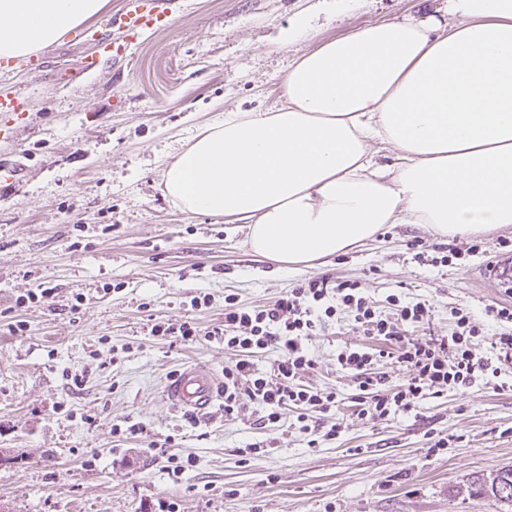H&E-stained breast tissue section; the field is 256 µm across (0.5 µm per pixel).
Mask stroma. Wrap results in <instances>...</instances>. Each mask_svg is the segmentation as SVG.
Returning a JSON list of instances; mask_svg holds the SVG:
<instances>
[{
	"label": "stroma",
	"instance_id": "obj_1",
	"mask_svg": "<svg viewBox=\"0 0 512 512\" xmlns=\"http://www.w3.org/2000/svg\"><path fill=\"white\" fill-rule=\"evenodd\" d=\"M169 28L142 35L123 60L94 74L81 62L100 51L67 33L42 52L43 71H0V90L22 89L27 126L0 136V162L19 159L16 180L0 172V512H512L469 495L471 482L512 467V386L475 385L425 400L417 415L374 424L356 418L339 347L364 340L326 325L309 347V383L335 389L328 423L337 439L312 448L289 429L279 448L241 460L247 444L277 437L222 410L189 419L165 400L168 379L193 362L223 375L230 355L218 340L185 346L151 333L153 321L221 324L224 296L272 302L321 275L357 280L377 304L397 293L428 300L434 328L467 305L485 335V314L512 296L484 276L512 224L483 235L484 252L435 268L414 257L460 245L426 224H388L373 240L298 271L278 268L245 245L246 227L180 211L164 193L171 156L220 115L270 111L290 53L353 29L410 13H445L446 0H171ZM311 26L291 52L279 36L299 16ZM46 287L44 302L18 296ZM211 297L195 310L190 300ZM26 329L14 331L15 321ZM83 380L73 387L71 376ZM140 423L138 437L113 431ZM447 437L430 451L428 431ZM195 460L168 474L169 454Z\"/></svg>",
	"mask_w": 512,
	"mask_h": 512
}]
</instances>
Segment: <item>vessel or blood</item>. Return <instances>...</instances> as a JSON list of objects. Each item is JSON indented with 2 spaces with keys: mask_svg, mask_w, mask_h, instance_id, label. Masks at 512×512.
I'll use <instances>...</instances> for the list:
<instances>
[{
  "mask_svg": "<svg viewBox=\"0 0 512 512\" xmlns=\"http://www.w3.org/2000/svg\"><path fill=\"white\" fill-rule=\"evenodd\" d=\"M169 15L163 0H141L135 9L118 13L108 19L97 37L104 51L113 59H121L127 48L144 33L168 27ZM30 117L29 102L19 90L0 93V120L25 123ZM219 382L207 368L188 365L177 371L165 385L169 404L187 414H201L212 409L219 398Z\"/></svg>",
  "mask_w": 512,
  "mask_h": 512,
  "instance_id": "b4317fda",
  "label": "vessel or blood"
}]
</instances>
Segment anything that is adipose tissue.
Segmentation results:
<instances>
[{"label": "adipose tissue", "mask_w": 512, "mask_h": 512, "mask_svg": "<svg viewBox=\"0 0 512 512\" xmlns=\"http://www.w3.org/2000/svg\"><path fill=\"white\" fill-rule=\"evenodd\" d=\"M110 4L0 0V58L47 50ZM280 96L190 138L164 173L176 206L246 225L254 254L295 270L388 224L447 237L512 224V0H448L446 17L322 42L293 58Z\"/></svg>", "instance_id": "adipose-tissue-1"}]
</instances>
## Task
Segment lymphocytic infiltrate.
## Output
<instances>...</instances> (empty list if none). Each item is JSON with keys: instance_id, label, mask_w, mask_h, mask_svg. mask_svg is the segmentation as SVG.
<instances>
[{"instance_id": "lymphocytic-infiltrate-1", "label": "lymphocytic infiltrate", "mask_w": 512, "mask_h": 512, "mask_svg": "<svg viewBox=\"0 0 512 512\" xmlns=\"http://www.w3.org/2000/svg\"><path fill=\"white\" fill-rule=\"evenodd\" d=\"M451 315L450 331L412 337L409 328L431 321L428 301L411 303L392 293L380 307L359 281L336 282L325 275L305 279L267 305L245 307L234 295H225L224 321L208 331L186 320L156 322L151 333L185 345L203 335L222 341L232 355L221 388L225 419L252 417L260 428L278 429L289 411L313 448L340 434L338 425L324 423L336 408V392L307 380L317 368L308 341L331 322L352 325L382 342L378 349L345 345L336 351L337 369L349 373L358 390L359 419L379 423L409 415L430 396L478 382L501 386V367L492 365L478 347L483 331L477 319L465 307L453 308ZM270 350L277 357L269 370H261L257 358ZM390 360L406 372L401 383H392L383 369Z\"/></svg>"}]
</instances>
